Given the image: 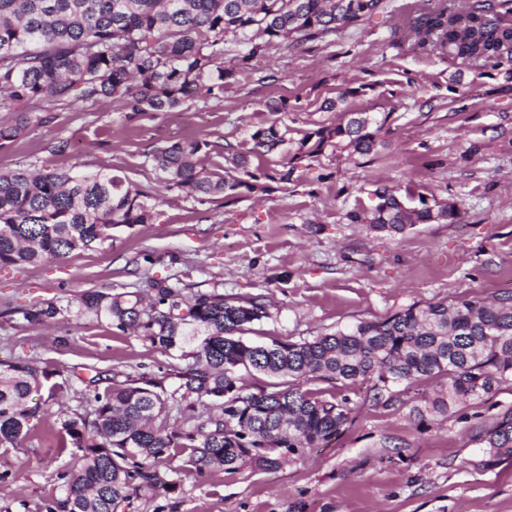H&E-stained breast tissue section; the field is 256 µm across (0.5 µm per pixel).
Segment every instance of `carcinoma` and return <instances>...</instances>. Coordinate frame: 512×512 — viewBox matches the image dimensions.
Listing matches in <instances>:
<instances>
[{"label":"carcinoma","instance_id":"carcinoma-1","mask_svg":"<svg viewBox=\"0 0 512 512\" xmlns=\"http://www.w3.org/2000/svg\"><path fill=\"white\" fill-rule=\"evenodd\" d=\"M382 0H0V147L42 119L22 109L29 100L93 106L116 102L134 112H171L201 96L218 97L224 81L276 43L318 41L373 16ZM419 46L463 62H491L512 74V0L443 5L411 18ZM244 47L224 65V40ZM384 124L363 116L320 126L297 143L286 164L337 138L370 154ZM252 147L226 158L228 170H207L201 139L175 141L152 155L170 187L194 196L260 188L249 157L278 150L287 139L276 124L250 134ZM242 171L244 181L232 175ZM377 203L354 211V223L397 236L415 224L460 222L455 202L431 205L423 195L386 187ZM154 206L138 186L110 171H0V266L23 268L47 255L65 257L112 240L115 230L154 223ZM105 320L165 352L189 358L162 376L143 374L86 398L91 411L52 412L31 394L54 375L35 357L0 360V446L18 447L31 421L56 415L57 447L68 454L58 494L45 512H124L133 499L176 490L175 454L200 475H234L249 465L275 470L339 437L355 403L304 389L313 380L341 387L368 384L369 398L403 405L417 382L441 377L426 399L432 414L472 411L485 397L512 387V296L492 301L416 302L377 321H361L311 339L253 342L250 326L269 317L260 297L245 301L213 291L192 292L180 279L151 280L147 292L85 290L66 304L49 301L19 310L32 327L62 313ZM240 368L287 381L246 391ZM175 384H166L168 377ZM177 417L180 424L172 425ZM478 459L461 467L489 470L512 460V407L475 435Z\"/></svg>","mask_w":512,"mask_h":512}]
</instances>
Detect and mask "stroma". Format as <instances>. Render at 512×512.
Instances as JSON below:
<instances>
[{"label": "stroma", "mask_w": 512, "mask_h": 512, "mask_svg": "<svg viewBox=\"0 0 512 512\" xmlns=\"http://www.w3.org/2000/svg\"><path fill=\"white\" fill-rule=\"evenodd\" d=\"M439 2L383 0L360 26L276 46L228 80L223 95L177 112L134 114L108 102L83 112L27 102L43 122L0 148V171L109 169L147 192L156 211L153 223L114 232L102 248L0 268V359L33 356L58 372L56 393L41 389L33 401L77 408L82 397L63 376L73 368L121 381L182 364L103 320L66 314L33 329L19 314L89 288L136 291L176 276L195 291L260 296L269 316L248 337L261 342L309 339L416 302L512 294V80L502 69L418 46L407 14ZM273 73L278 82L270 81ZM283 98L287 111L272 114L270 103ZM328 99L336 100L334 111L323 109ZM354 113L384 121L375 151L358 155L333 141L299 160L286 181L277 176L281 154L252 158L261 193L242 188L203 201L168 188L149 161L174 141L198 138L210 144L206 166L218 171L225 156L248 150L254 129L277 124L293 144ZM380 186L457 202L462 219L417 224L394 238L370 233L349 214L373 205ZM366 391L348 389L360 405L354 423L303 460L275 471L201 476L178 454L167 462L177 471L175 497L137 500L129 512H155L172 499L177 512H512V460L486 472L459 466L480 453L479 420L421 416L408 403L375 405ZM50 425L47 418L35 422L8 453L15 477L0 482L1 507L40 512L53 492L69 457Z\"/></svg>", "instance_id": "stroma-1"}]
</instances>
